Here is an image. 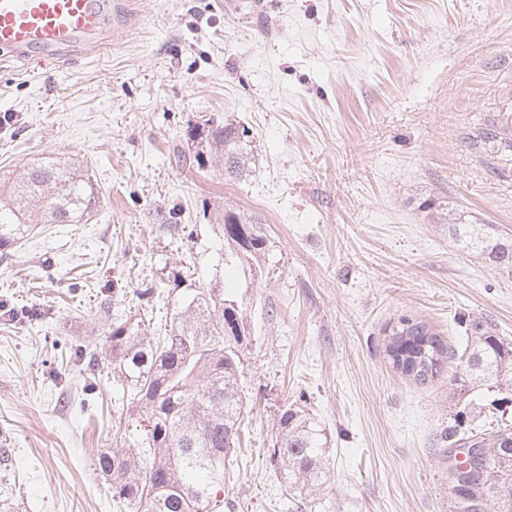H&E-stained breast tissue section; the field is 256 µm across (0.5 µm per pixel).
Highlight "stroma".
Returning <instances> with one entry per match:
<instances>
[{"label": "stroma", "mask_w": 512, "mask_h": 512, "mask_svg": "<svg viewBox=\"0 0 512 512\" xmlns=\"http://www.w3.org/2000/svg\"><path fill=\"white\" fill-rule=\"evenodd\" d=\"M116 26L62 69L0 64V171L65 155L99 195L88 223L37 225L0 260V512H130L97 458L145 424L103 353L129 316L165 335L179 271L223 282L242 313L228 512H456L440 431L457 368L407 379L385 330L412 316L460 349L470 315L512 340V273L419 208L512 234V151L486 137L512 115V0H133ZM209 118L249 129V175L179 163ZM227 205L263 223L254 267L225 260ZM172 208L175 238L159 230ZM292 403L330 440L307 498L273 458Z\"/></svg>", "instance_id": "obj_1"}]
</instances>
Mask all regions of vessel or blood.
<instances>
[{"label":"vessel or blood","instance_id":"1","mask_svg":"<svg viewBox=\"0 0 512 512\" xmlns=\"http://www.w3.org/2000/svg\"><path fill=\"white\" fill-rule=\"evenodd\" d=\"M115 0H0V60L57 63L114 39Z\"/></svg>","mask_w":512,"mask_h":512}]
</instances>
